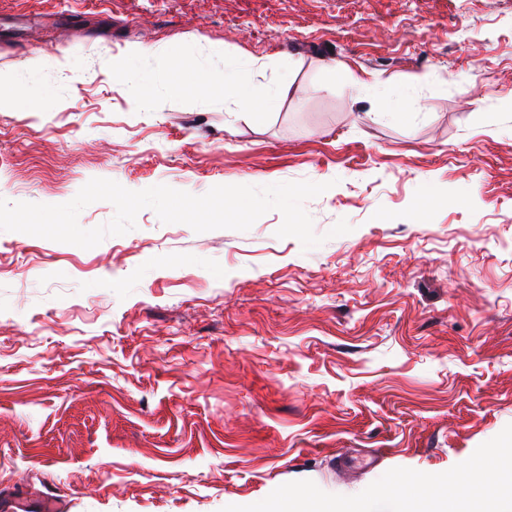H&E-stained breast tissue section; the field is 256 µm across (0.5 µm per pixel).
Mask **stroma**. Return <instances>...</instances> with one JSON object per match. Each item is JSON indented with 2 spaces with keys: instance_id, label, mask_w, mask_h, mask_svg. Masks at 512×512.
Listing matches in <instances>:
<instances>
[{
  "instance_id": "stroma-1",
  "label": "stroma",
  "mask_w": 512,
  "mask_h": 512,
  "mask_svg": "<svg viewBox=\"0 0 512 512\" xmlns=\"http://www.w3.org/2000/svg\"><path fill=\"white\" fill-rule=\"evenodd\" d=\"M228 58L253 93L282 87L264 122L167 92L174 60ZM119 61L155 79L145 107ZM94 178L326 182L303 204L323 242L277 237L276 210L198 233L145 209L88 250L0 231V512L352 496L512 424V0H0V198L63 204Z\"/></svg>"
}]
</instances>
